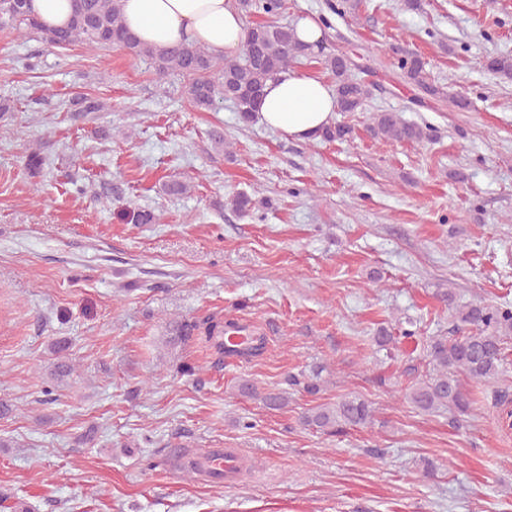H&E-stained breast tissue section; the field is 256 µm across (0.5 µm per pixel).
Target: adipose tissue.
<instances>
[{
	"mask_svg": "<svg viewBox=\"0 0 512 512\" xmlns=\"http://www.w3.org/2000/svg\"><path fill=\"white\" fill-rule=\"evenodd\" d=\"M121 4L126 27L147 45L163 48L186 41L227 59L242 49L245 26L234 0H121ZM255 110L268 128L304 140L332 122L336 94L317 77L283 74L267 82Z\"/></svg>",
	"mask_w": 512,
	"mask_h": 512,
	"instance_id": "obj_1",
	"label": "adipose tissue"
}]
</instances>
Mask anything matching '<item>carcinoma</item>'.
<instances>
[{
    "label": "carcinoma",
    "mask_w": 512,
    "mask_h": 512,
    "mask_svg": "<svg viewBox=\"0 0 512 512\" xmlns=\"http://www.w3.org/2000/svg\"><path fill=\"white\" fill-rule=\"evenodd\" d=\"M72 2L74 9L69 24L61 29H46L32 12L31 0H0V26L37 32L58 46L78 42L95 48L115 47L131 56L147 58L159 74L176 72L187 79L195 108L209 110L221 97L232 101L245 119L254 112L266 83L302 61H316L335 77L338 111L358 112L370 96L369 88L355 75L359 65L351 56L328 52L322 45L314 49L297 38L293 26L276 20L284 7L283 0H259V8L271 16V20L246 28L240 58L235 60L215 57L192 44L154 48L142 43L127 30L120 0ZM398 67L427 94H438V89L425 83L424 62L418 55L404 53L398 59ZM485 68L502 78L512 79V56H489ZM370 131L377 137L399 142L419 143L426 138L421 126L404 121L390 110L372 114ZM231 205L240 215L247 216L255 202L251 195L239 193L233 196ZM458 318L469 327V332L463 336L432 337L427 346L432 373L406 393V398L423 412L443 408L463 414L473 398L464 389L462 378L492 382L503 376L504 344L512 332V306L476 299L458 306ZM235 326V322L223 324L209 315L179 325L171 341L196 337L222 357L227 354L224 329ZM319 380V371L309 376L301 371L288 375V386L315 395L320 391ZM237 390L244 397L262 401L268 408L280 409L287 401L283 392L259 393L249 380L241 381ZM373 418L371 404L351 396L334 405L313 408L303 416V423L329 432L341 425H367Z\"/></svg>",
    "instance_id": "carcinoma-1"
}]
</instances>
